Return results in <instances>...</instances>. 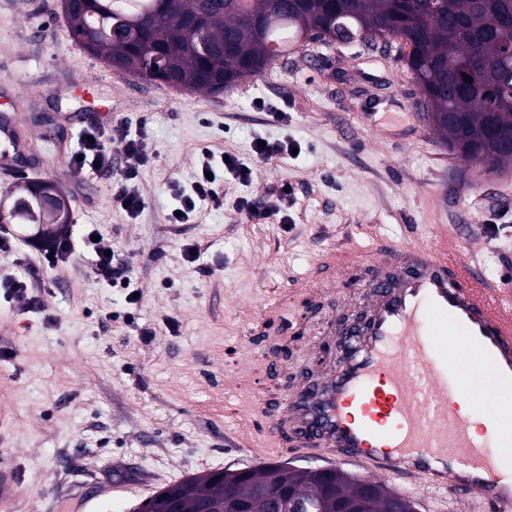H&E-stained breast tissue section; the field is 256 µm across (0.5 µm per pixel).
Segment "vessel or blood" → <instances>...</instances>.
<instances>
[{"mask_svg":"<svg viewBox=\"0 0 512 512\" xmlns=\"http://www.w3.org/2000/svg\"><path fill=\"white\" fill-rule=\"evenodd\" d=\"M25 153L17 119H1L0 169ZM482 246L442 230L370 258L328 253V266L370 267L372 313L335 376L269 410L272 435L298 455L447 491L469 512H512V289L482 274ZM487 396L474 426L461 407Z\"/></svg>","mask_w":512,"mask_h":512,"instance_id":"b4317fda","label":"vessel or blood"}]
</instances>
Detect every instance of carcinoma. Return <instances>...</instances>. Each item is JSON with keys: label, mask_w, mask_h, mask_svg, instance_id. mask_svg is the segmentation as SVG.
I'll return each mask as SVG.
<instances>
[{"label": "carcinoma", "mask_w": 512, "mask_h": 512, "mask_svg": "<svg viewBox=\"0 0 512 512\" xmlns=\"http://www.w3.org/2000/svg\"><path fill=\"white\" fill-rule=\"evenodd\" d=\"M74 39L108 64L135 75L161 58L164 80L220 94L255 76L305 40L325 43L394 36L409 52L400 60L418 85L430 125L460 159L488 171L512 162V56L500 32L512 20V0H85L66 16ZM472 78L465 81L464 76ZM14 224H44L40 195L18 190ZM336 468L329 473L280 464L189 477L180 491L184 512L221 498L224 512H271L272 498L291 490L307 512H336L350 500L359 512H413V502L381 482Z\"/></svg>", "instance_id": "carcinoma-1"}]
</instances>
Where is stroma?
I'll return each mask as SVG.
<instances>
[{
    "label": "stroma",
    "mask_w": 512,
    "mask_h": 512,
    "mask_svg": "<svg viewBox=\"0 0 512 512\" xmlns=\"http://www.w3.org/2000/svg\"><path fill=\"white\" fill-rule=\"evenodd\" d=\"M420 101L394 47L313 42L211 95L90 54L59 0H0V116L18 118L31 144L18 174L57 183L67 232L95 225L131 277L130 288L107 285L83 251L52 265L37 233L0 255V470L18 480L13 512H135L192 476L327 465L288 448L260 452L262 403H285L334 372L325 342L343 315L370 304L360 280L334 277L321 255L479 225L489 241L482 272L512 273V167L489 173L459 160ZM272 105L286 119L272 118ZM91 121L104 131L124 123L145 144L149 162L131 184L145 201L137 217L113 202L111 180L69 164ZM258 140L295 152L261 162ZM206 151L252 163L251 180L225 175L218 201L170 223ZM265 195L287 223L244 219L239 201ZM188 244L199 246L197 262L185 259ZM303 278L313 284L305 294ZM13 279L30 284L32 307L4 289ZM385 483L416 512H467L444 492Z\"/></svg>",
    "instance_id": "stroma-1"
}]
</instances>
